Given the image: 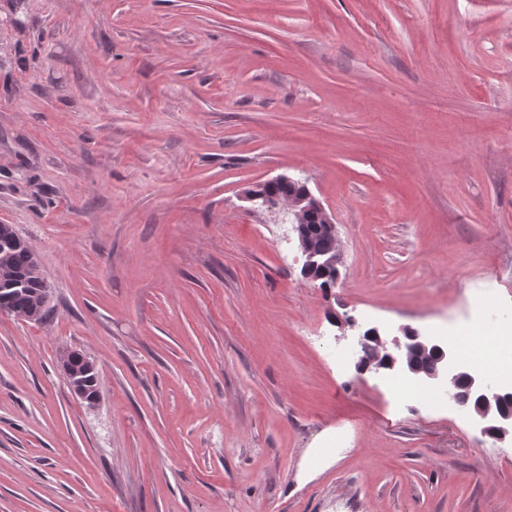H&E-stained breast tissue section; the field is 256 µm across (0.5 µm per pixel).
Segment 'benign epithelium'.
I'll use <instances>...</instances> for the list:
<instances>
[{
  "instance_id": "obj_1",
  "label": "benign epithelium",
  "mask_w": 512,
  "mask_h": 512,
  "mask_svg": "<svg viewBox=\"0 0 512 512\" xmlns=\"http://www.w3.org/2000/svg\"><path fill=\"white\" fill-rule=\"evenodd\" d=\"M287 214L293 218L292 224L297 234L299 248L305 261L302 273L310 277L318 270L338 271L340 260L339 250L336 249V225L327 214L322 203L310 192L303 194L295 200L280 199L277 201ZM317 216L328 229L331 237L330 250L321 249L315 239L307 231V223L311 216ZM360 357L356 363L357 369L362 372L405 373L414 377L418 382L424 383L444 375L448 378L449 386L446 389L448 398L457 400V381L468 378L469 389L476 398L477 405L474 410L475 421L481 425V433L493 434V438L500 442L507 440L512 434V415L499 409L504 392L496 384L484 377L475 376L462 366L455 352L431 339L420 336L409 329L402 330V336H395L386 341L377 329H372L367 335H359L358 339ZM432 354L441 362V367L430 374H423L414 363L415 356ZM87 362V357L77 351H66L60 358L61 367L66 375L68 385L72 392L80 399H85L84 389L77 381L75 359Z\"/></svg>"
}]
</instances>
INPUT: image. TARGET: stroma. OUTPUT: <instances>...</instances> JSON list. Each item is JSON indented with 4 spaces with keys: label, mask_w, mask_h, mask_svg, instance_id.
Masks as SVG:
<instances>
[{
    "label": "stroma",
    "mask_w": 512,
    "mask_h": 512,
    "mask_svg": "<svg viewBox=\"0 0 512 512\" xmlns=\"http://www.w3.org/2000/svg\"><path fill=\"white\" fill-rule=\"evenodd\" d=\"M280 175L330 288L243 198ZM0 224L52 292L0 313V512H512V444L333 322L512 312V0H0ZM277 205H280L293 218L292 224L297 234L299 248L305 258L302 266L304 276L311 277L318 270H333L336 281L338 277L337 265L340 260L339 250L335 246L337 240L336 225L333 224L322 203L310 191H307L295 200L279 199ZM312 215H316L325 224L317 223L316 218L308 223ZM307 223L312 225L309 227V231L312 233H318L315 226L317 224H323L328 229V234L331 237L330 250L325 251L315 243L314 237L307 231ZM75 358L80 359L81 362H85L91 369H95V365L92 362L87 360L83 354L78 351H66L62 354L60 358L61 367L66 375L68 385L72 392L83 401L87 402L84 395V389L80 382L76 380L78 374L75 369ZM97 375V379H96ZM78 380L82 381L89 391H91L90 396L93 395L97 386H98V371H86L84 367L80 368V375L78 376ZM88 403V402H87Z\"/></svg>",
    "instance_id": "1"
}]
</instances>
